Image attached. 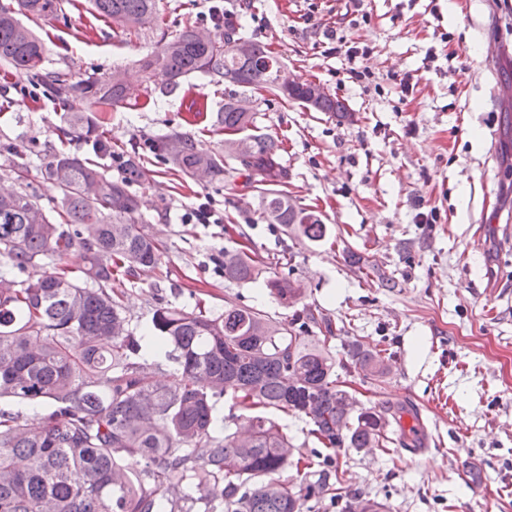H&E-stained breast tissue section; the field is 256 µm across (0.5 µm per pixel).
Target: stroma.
Returning <instances> with one entry per match:
<instances>
[{
    "label": "stroma",
    "instance_id": "obj_1",
    "mask_svg": "<svg viewBox=\"0 0 512 512\" xmlns=\"http://www.w3.org/2000/svg\"><path fill=\"white\" fill-rule=\"evenodd\" d=\"M161 0L163 32L211 27L213 7L243 15L246 34L267 44L285 72L321 84L344 101L352 121L269 96L258 100L262 132L282 139L293 203L321 214L327 239L303 245L283 227L259 220L245 179L198 184L145 156L134 192L142 228L163 245L158 268L113 276L131 325L145 327L156 307L193 308L228 300L277 319L292 315L264 281L224 279L225 250L243 244L272 273L299 280L305 303L330 318L345 340L389 349L381 380L352 374L367 405H411L425 436L403 448L339 454L346 486L388 500L395 512H512V249L487 211L512 214V0ZM89 0L64 4L35 31L47 47L44 71L104 74L132 67L160 33L97 39ZM368 45L373 77L349 76L336 38ZM457 51L464 69L449 70ZM412 74V88L399 81ZM217 110L219 78L190 76L168 96L138 109L101 115L115 151L173 130L209 149L222 137L190 120L191 101ZM87 101L57 103L28 73L0 78V184L28 169L25 187L48 214L57 190L41 168L59 149L57 126ZM208 198L217 223L184 221ZM437 209L433 224L420 214Z\"/></svg>",
    "mask_w": 512,
    "mask_h": 512
}]
</instances>
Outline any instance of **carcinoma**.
<instances>
[{
  "instance_id": "obj_1",
  "label": "carcinoma",
  "mask_w": 512,
  "mask_h": 512,
  "mask_svg": "<svg viewBox=\"0 0 512 512\" xmlns=\"http://www.w3.org/2000/svg\"><path fill=\"white\" fill-rule=\"evenodd\" d=\"M95 12L125 33L160 32L156 46L136 60L144 81L157 70L178 88L189 75L219 77L240 88L210 116L211 127L243 134L234 154L209 151L188 133L172 131L148 140L146 150L170 169L201 182L261 176L258 212L268 224L291 230L302 243H319L327 225L315 211L291 203L282 187L288 169L281 142L257 132V112L242 102L267 92L282 101L306 103L312 83L288 91V76L268 47L243 35L233 12L224 13L220 37L195 26L173 37L161 27L157 0H91ZM60 0H14L0 4V62L40 75L43 91L58 101L79 95L87 112H69L56 128L60 143L81 140L101 162L66 151L53 153L44 175L58 190L52 221L24 187L0 191V400L42 403L43 414L0 408V512H191L180 502L190 488L205 512H304L342 484L333 452L384 448L394 441L415 444L417 427L405 429L404 415L419 422L416 409L366 406L340 381L338 370L354 366L365 377L389 374L392 354L343 344V358L330 349L337 339L332 322L306 307L290 319L234 301L215 313L197 302L192 310L160 306L147 330L133 327L112 292V274L124 266L156 268L161 243L138 227V200L131 188L145 172L140 155L117 157L112 175L105 159L112 144L101 133L99 113L137 107L149 87L136 88L115 68L79 80L65 71L39 74L46 45L19 19L48 22ZM312 108L343 122L352 113L326 92ZM84 252L81 275L61 265L71 250ZM265 272L243 250L224 251V280L250 283ZM269 293L292 306L302 295L296 279L269 276ZM320 335H313V329ZM155 336L165 346L170 374L155 379L142 341ZM243 411L235 430L220 425L219 405ZM276 409L302 416L308 435L325 455L304 462L288 432L266 414ZM144 461L130 476L124 456ZM294 475L283 476L287 470ZM340 512H393L387 500L361 493L331 496Z\"/></svg>"
}]
</instances>
